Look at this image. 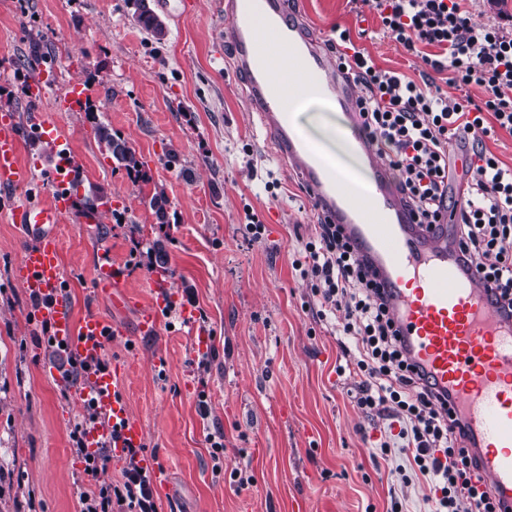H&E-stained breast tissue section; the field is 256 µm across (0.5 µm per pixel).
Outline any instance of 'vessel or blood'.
Wrapping results in <instances>:
<instances>
[{
    "label": "vessel or blood",
    "mask_w": 512,
    "mask_h": 512,
    "mask_svg": "<svg viewBox=\"0 0 512 512\" xmlns=\"http://www.w3.org/2000/svg\"><path fill=\"white\" fill-rule=\"evenodd\" d=\"M226 38L235 66L243 75L252 108L267 137L302 182L316 212L342 225L360 256L374 267L384 285L389 312L401 333L403 354L422 370L436 391L448 397L467 449L492 490L497 512H512V315L493 302L474 267L461 259L455 226L420 227L406 208L384 160L365 137L354 153L374 173L368 189L345 187L336 161L323 153L301 129L295 106L299 89L326 98L349 118H356L358 91L337 68L336 55L308 31L294 0H224ZM85 100L80 85H70L53 111L36 119L37 131L58 149L50 173V199L14 205L12 223L28 236L14 267L27 293L50 298L39 312L49 321L68 354L92 359L101 352L111 324L97 315L74 323L60 295L63 281L58 224L80 208L70 185L78 162L61 135L55 115L79 111ZM21 131L13 116L0 115V190L32 184L34 174L19 161ZM101 290L123 287L125 274L107 250L98 252ZM156 301L139 315L138 330L158 328L160 310L170 298L156 288ZM114 372L91 374L74 390L77 401L95 399L117 425L111 454L118 457L144 438L141 422L118 400Z\"/></svg>",
    "instance_id": "vessel-or-blood-1"
}]
</instances>
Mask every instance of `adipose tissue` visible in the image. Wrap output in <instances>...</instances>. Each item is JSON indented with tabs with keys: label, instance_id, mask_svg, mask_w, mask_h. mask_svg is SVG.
Listing matches in <instances>:
<instances>
[{
	"label": "adipose tissue",
	"instance_id": "obj_1",
	"mask_svg": "<svg viewBox=\"0 0 512 512\" xmlns=\"http://www.w3.org/2000/svg\"><path fill=\"white\" fill-rule=\"evenodd\" d=\"M299 96V110L308 116L305 133L323 152L336 157L340 163L339 172L348 187L366 186L369 176L351 152V131L331 119L332 108L324 99L305 90L300 91Z\"/></svg>",
	"mask_w": 512,
	"mask_h": 512
}]
</instances>
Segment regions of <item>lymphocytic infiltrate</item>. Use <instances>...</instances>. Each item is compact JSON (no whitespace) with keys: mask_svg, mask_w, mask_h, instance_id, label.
<instances>
[{"mask_svg":"<svg viewBox=\"0 0 512 512\" xmlns=\"http://www.w3.org/2000/svg\"><path fill=\"white\" fill-rule=\"evenodd\" d=\"M386 34L410 52L435 49L429 64L449 71L462 95L448 100L433 80L415 82L375 65L362 49L345 52L348 30L338 31L339 58L347 74L362 85L358 123L387 150L400 191L420 224L456 218L464 259L493 289L499 305L512 310V168H504L485 141L496 131L512 134V33L497 25L475 24L466 0H364ZM485 97L474 101L470 88ZM462 151L468 177L463 201L449 183L453 143ZM292 267L310 284L318 320L344 310L338 333L349 340L344 353L356 382V407L380 437L382 456L404 453V483L424 480L429 512H495L490 492L464 450L462 432L439 410L425 375L406 364L398 333L374 273L334 224H319L303 241ZM94 402L84 404L70 432L72 447L90 477L79 493L80 512H159L143 447L126 448L120 477L101 479L111 459L108 447L88 452L89 428L104 425Z\"/></svg>","mask_w":512,"mask_h":512,"instance_id":"lymphocytic-infiltrate-1","label":"lymphocytic infiltrate"}]
</instances>
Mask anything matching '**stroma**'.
I'll use <instances>...</instances> for the list:
<instances>
[{
    "label": "stroma",
    "instance_id": "35a3bbf8",
    "mask_svg": "<svg viewBox=\"0 0 512 512\" xmlns=\"http://www.w3.org/2000/svg\"><path fill=\"white\" fill-rule=\"evenodd\" d=\"M219 2L148 0L168 28L158 44L125 0H0V64L9 82L0 87V113L12 110L24 128L19 158L36 189H45L54 154L28 130L26 104L50 109L72 80L150 175L149 183L132 181L101 150L85 113H58L79 163L75 194L101 186L110 197L94 222L59 227L66 301L75 321L96 314L117 331L105 352L144 427L145 457L169 469L168 485L156 489L161 512H386L393 492L408 512H423L427 485L400 484L395 462L374 460L380 433L351 403L349 377L336 372L345 362L340 338L308 309L309 285L291 263L316 215L246 105ZM301 10L318 38L346 28L377 66L415 81L431 74L443 95L460 97L447 73L432 72L384 35L362 0H301ZM38 34L62 76L33 97L23 77ZM158 191L170 202L165 224L149 207ZM247 204L266 227L250 242L240 232ZM156 238L166 242L175 309L157 334L143 336L137 320L152 301L155 271L134 270L124 288L129 300L117 308L97 291L96 252L108 249L122 264L133 240ZM24 243L0 211V512H79L84 465L69 432L83 408L71 386L55 382L56 359L38 341L30 298L13 278ZM185 310L205 317L213 355L203 373ZM219 430L218 469L208 436ZM242 468L253 477L246 490L233 478Z\"/></svg>",
    "mask_w": 512,
    "mask_h": 512
}]
</instances>
